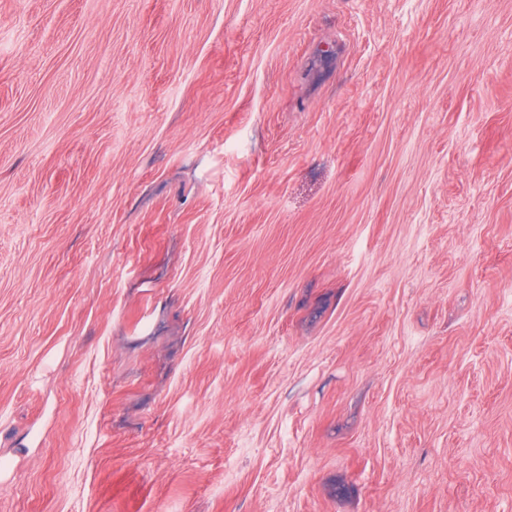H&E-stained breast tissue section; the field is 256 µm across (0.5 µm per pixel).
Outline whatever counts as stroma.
<instances>
[{
	"mask_svg": "<svg viewBox=\"0 0 512 512\" xmlns=\"http://www.w3.org/2000/svg\"><path fill=\"white\" fill-rule=\"evenodd\" d=\"M0 512H512V0H0Z\"/></svg>",
	"mask_w": 512,
	"mask_h": 512,
	"instance_id": "stroma-1",
	"label": "stroma"
}]
</instances>
